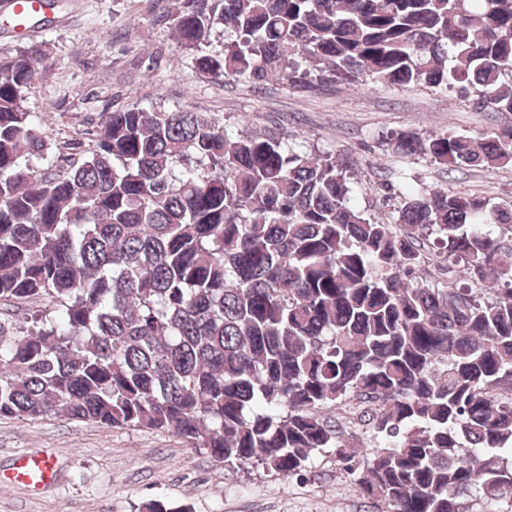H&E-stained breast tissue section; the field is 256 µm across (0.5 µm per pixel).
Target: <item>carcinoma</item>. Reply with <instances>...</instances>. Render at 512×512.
Returning <instances> with one entry per match:
<instances>
[{
  "label": "carcinoma",
  "mask_w": 512,
  "mask_h": 512,
  "mask_svg": "<svg viewBox=\"0 0 512 512\" xmlns=\"http://www.w3.org/2000/svg\"><path fill=\"white\" fill-rule=\"evenodd\" d=\"M177 3L156 19L218 81L512 113V0ZM44 62L0 56V417L168 432L283 478L333 452L388 512L512 508V200L383 181L389 224L336 162L181 110L108 112L76 159L24 105ZM388 147L493 169L512 125Z\"/></svg>",
  "instance_id": "obj_1"
}]
</instances>
